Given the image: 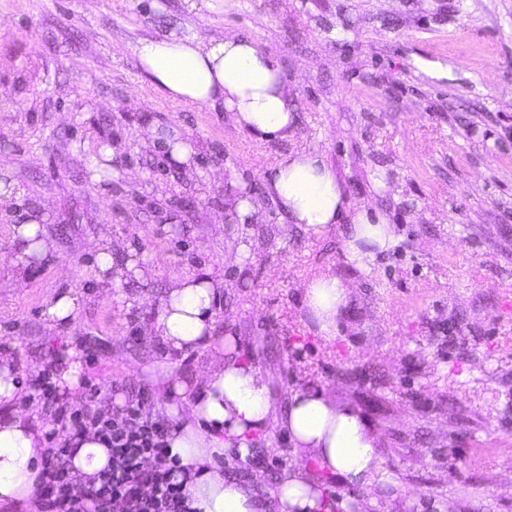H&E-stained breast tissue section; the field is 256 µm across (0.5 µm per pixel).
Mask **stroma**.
<instances>
[{"instance_id": "1", "label": "stroma", "mask_w": 512, "mask_h": 512, "mask_svg": "<svg viewBox=\"0 0 512 512\" xmlns=\"http://www.w3.org/2000/svg\"><path fill=\"white\" fill-rule=\"evenodd\" d=\"M248 37L279 57L297 109L284 140L237 131L231 113L170 100L149 84L144 39ZM193 145L185 175L151 127ZM323 154L354 206L397 240L368 269L345 255L347 225L321 238L289 223L263 190L292 149ZM0 346L32 366L77 351L91 386L170 413L143 367L163 351L145 331L176 275L222 282L214 333L272 377L278 406L322 387L381 437L399 488L370 494L326 479L351 512H512V0H0ZM252 189L257 220L224 203ZM55 246L16 277L15 225L31 213ZM149 268L103 290L96 253ZM352 299L332 341L302 298L314 273ZM75 319L49 326L56 294ZM259 475L314 459L285 432L253 434Z\"/></svg>"}]
</instances>
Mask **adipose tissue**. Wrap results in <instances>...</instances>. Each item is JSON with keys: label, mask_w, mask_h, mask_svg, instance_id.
<instances>
[{"label": "adipose tissue", "mask_w": 512, "mask_h": 512, "mask_svg": "<svg viewBox=\"0 0 512 512\" xmlns=\"http://www.w3.org/2000/svg\"><path fill=\"white\" fill-rule=\"evenodd\" d=\"M136 54L146 78L162 95L223 105L238 131L263 140L282 139L297 122L278 57L254 39H145ZM264 189L289 223L309 234L321 236L348 223L345 253L358 268H366L396 240L393 225L381 213L352 209L335 171L318 151L280 155L264 178ZM14 238L22 268L49 258L54 249L36 217L17 225ZM219 288V282L206 277H174L147 330L169 351L201 348L210 354L209 365L194 376L180 374L165 360L145 369L161 394L178 396L188 407L171 430L168 452L191 472L182 487L191 512H326L320 481L301 468L283 472L276 489L266 494L258 491L255 480L225 473L226 450L235 449L240 459H247L250 435L275 429L286 431L293 447L311 453L340 485H397L396 473L381 456L379 435L356 408L319 388L296 390L287 406L277 409L262 369L242 361L232 337L220 340L212 334ZM303 294L317 335L335 338L336 317L351 296L346 281L319 272L304 283ZM49 425L30 399L15 360L1 355L0 512H39V473ZM108 462L105 443L95 429H87L71 458L72 474L87 484Z\"/></svg>", "instance_id": "1"}]
</instances>
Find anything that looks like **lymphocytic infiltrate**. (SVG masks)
<instances>
[{
    "label": "lymphocytic infiltrate",
    "mask_w": 512,
    "mask_h": 512,
    "mask_svg": "<svg viewBox=\"0 0 512 512\" xmlns=\"http://www.w3.org/2000/svg\"><path fill=\"white\" fill-rule=\"evenodd\" d=\"M109 401L97 388L88 405L56 411V427L72 435L95 429L111 462L96 482L83 485L70 472L69 446L50 445L40 492L44 512H109L115 502L123 512H186L176 462L167 452L168 420L143 417L134 400L119 407Z\"/></svg>",
    "instance_id": "f902f5d3"
}]
</instances>
